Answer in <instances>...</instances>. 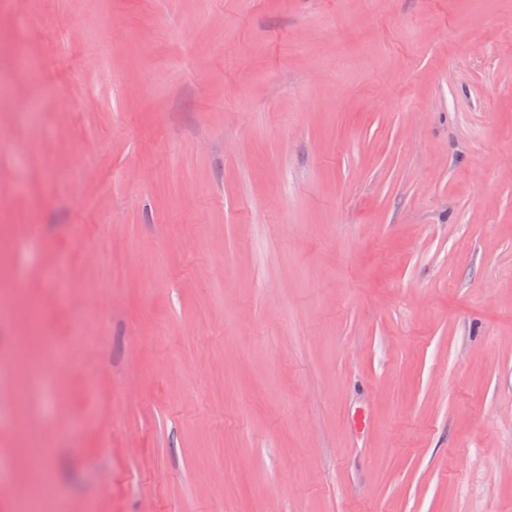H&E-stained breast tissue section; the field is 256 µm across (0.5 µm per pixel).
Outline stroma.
Wrapping results in <instances>:
<instances>
[{"instance_id": "stroma-1", "label": "stroma", "mask_w": 512, "mask_h": 512, "mask_svg": "<svg viewBox=\"0 0 512 512\" xmlns=\"http://www.w3.org/2000/svg\"><path fill=\"white\" fill-rule=\"evenodd\" d=\"M34 470L512 512V0H0V512Z\"/></svg>"}]
</instances>
